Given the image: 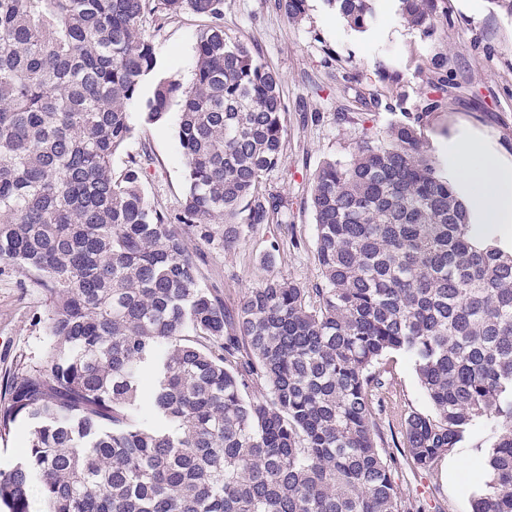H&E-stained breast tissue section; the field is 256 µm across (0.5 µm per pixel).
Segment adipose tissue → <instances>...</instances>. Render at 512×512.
Here are the masks:
<instances>
[{
	"label": "adipose tissue",
	"mask_w": 512,
	"mask_h": 512,
	"mask_svg": "<svg viewBox=\"0 0 512 512\" xmlns=\"http://www.w3.org/2000/svg\"><path fill=\"white\" fill-rule=\"evenodd\" d=\"M462 165L461 176L468 185L477 186L478 221L482 224H512V160L485 158L478 142H456L448 147Z\"/></svg>",
	"instance_id": "obj_1"
}]
</instances>
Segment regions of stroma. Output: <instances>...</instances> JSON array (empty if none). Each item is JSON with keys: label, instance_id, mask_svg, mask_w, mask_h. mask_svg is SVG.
<instances>
[{"label": "stroma", "instance_id": "1", "mask_svg": "<svg viewBox=\"0 0 512 512\" xmlns=\"http://www.w3.org/2000/svg\"><path fill=\"white\" fill-rule=\"evenodd\" d=\"M448 19L430 36L404 27L393 0H386L378 24L368 32L350 29L325 0H308L303 19L292 22L276 0H224V30L254 47L281 75V96L288 107L286 142L279 168L266 180L270 192L288 200L284 223L260 224L233 249L220 239L188 237L197 252L206 287L235 312L247 288L278 274L309 288L320 280L316 226L309 207L312 176L322 161L353 153L370 128H383L390 116L372 112L361 100L375 85V69L385 64L398 72V92L408 106L419 101L425 77L418 61L448 57V74L458 85L447 107L434 113L425 135L434 154L446 159L448 143L471 139L512 159V17L491 0H447ZM209 24L206 17L183 14L145 29L155 46L162 74L183 84L193 79L197 39ZM315 112L318 122H304L302 112ZM148 153L144 187L161 206L178 209L185 195L184 163L175 115L156 124L137 125L123 152ZM280 254L274 265L263 261L271 241ZM51 306L33 272L0 261V405L8 381L42 366ZM386 386L375 413L380 446L398 463L392 477L413 512H470L468 484L481 471L485 449H454L431 470H419L403 458L405 418L424 411L428 401L410 362L393 355L378 366Z\"/></svg>", "mask_w": 512, "mask_h": 512}]
</instances>
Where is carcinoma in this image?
<instances>
[{"instance_id": "carcinoma-1", "label": "carcinoma", "mask_w": 512, "mask_h": 512, "mask_svg": "<svg viewBox=\"0 0 512 512\" xmlns=\"http://www.w3.org/2000/svg\"><path fill=\"white\" fill-rule=\"evenodd\" d=\"M277 2L305 15L307 0ZM378 2L326 0L358 32ZM395 2L425 36L448 16L447 0ZM184 12L210 20L188 87L143 32ZM375 74L370 104L398 119L312 178L321 281L273 275L231 316L185 236L208 241L219 219L231 249L282 223L287 200L263 188L286 136L279 74L224 32V0H0V260L52 305L45 366L0 407V438L28 425L0 512H30L34 480L47 512H405L373 405L391 354L431 406L406 418V459L429 469L485 426L471 512H512V249L426 140L455 88L448 58L426 76L445 96L412 112ZM174 104L186 193L168 211L141 156L113 158L134 118Z\"/></svg>"}]
</instances>
